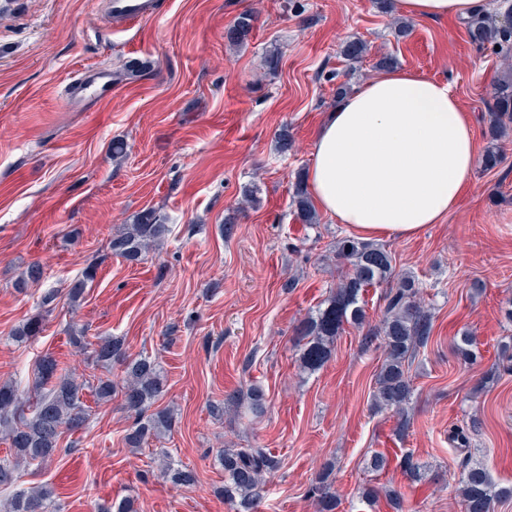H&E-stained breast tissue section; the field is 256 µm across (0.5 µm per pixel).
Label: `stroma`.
Segmentation results:
<instances>
[{
    "mask_svg": "<svg viewBox=\"0 0 512 512\" xmlns=\"http://www.w3.org/2000/svg\"><path fill=\"white\" fill-rule=\"evenodd\" d=\"M154 9L126 26L104 0H0V383L32 393L46 354L90 380V351L68 341L83 328L90 341L116 336L129 355L155 360L166 382L157 406L173 416L171 432L134 450L123 440L132 416L121 397L98 404L85 395L83 429L64 433L41 467L19 466L0 504L47 484L60 512H97L122 498L135 512H233L217 453L262 448L277 467L258 512H318L309 489L327 463L338 512H387L384 500L364 497L369 487L397 489L403 512H464L460 454L448 438L457 425L471 430L472 458L512 485V373L501 357L512 345V126L498 141L488 136L492 83L512 76V49L473 43L460 18L411 19L399 37L400 14L378 0H154ZM245 11L256 17L250 40L228 47L224 31ZM354 38L367 45L358 62L340 53ZM273 48L281 64L267 74ZM384 53L451 84L478 154L496 145L504 156L491 170L476 165L441 223L384 242L432 313L401 416L372 404L379 340L345 326L311 373L295 343L296 326L346 272L334 250L349 229L324 216L300 223L292 184L337 85L371 80ZM99 67L115 78L111 101L65 109L70 78ZM284 125L293 137L285 154L275 143ZM116 139L128 145L121 160ZM247 193L255 206L225 228ZM147 208L168 224L166 236L140 262L114 256L112 237ZM34 263L43 278L16 289ZM91 264L94 281L70 301ZM51 289L58 298L45 312ZM38 314L41 333L13 341L11 331ZM465 332L475 339L471 365L454 348ZM253 386L266 398L259 418L236 408ZM376 452L390 460L379 474L367 468ZM407 455L423 465L422 480L405 475ZM168 466L192 469L196 484L174 483Z\"/></svg>",
    "mask_w": 512,
    "mask_h": 512,
    "instance_id": "stroma-1",
    "label": "stroma"
}]
</instances>
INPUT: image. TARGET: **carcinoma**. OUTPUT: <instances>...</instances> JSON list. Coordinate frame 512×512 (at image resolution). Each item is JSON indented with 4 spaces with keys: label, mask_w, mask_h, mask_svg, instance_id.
<instances>
[{
    "label": "carcinoma",
    "mask_w": 512,
    "mask_h": 512,
    "mask_svg": "<svg viewBox=\"0 0 512 512\" xmlns=\"http://www.w3.org/2000/svg\"><path fill=\"white\" fill-rule=\"evenodd\" d=\"M253 21L251 12L241 13L226 30V42L231 46L246 43L253 31ZM466 29L471 41L479 45L512 41V28L497 25L485 14L468 18ZM365 53L366 45L359 39L348 40L341 46V54L351 61H360ZM493 100L488 133L496 140L506 122H512V80L500 79L495 83ZM292 205L301 223H318L316 209L300 175L294 183ZM168 231V225L155 210H143L133 224L112 238L110 249L127 261H139ZM335 253L336 260L346 265L348 272L330 291L324 305L297 328L300 363L308 372L319 369L326 361L344 325L361 328L366 324L363 292L395 277L394 256L383 245L346 235L336 239ZM95 275L93 266L83 271V279L69 289L71 301L80 298L86 283ZM41 329V318H32L14 331L13 339L27 342ZM431 332L432 315L421 301L418 280L413 275L399 277L385 295L379 326L369 330V335L381 338L385 351L373 394L376 409L401 413L412 395L409 376L412 359L427 346ZM455 351L466 364L476 361L473 338L468 333L460 336ZM92 360L103 366L121 363L125 372L122 387H117L108 377H99L89 386L77 384L62 374L58 361L49 354L36 363L32 395L23 396L12 383L0 384V437L9 442L11 450V457L0 460V487L15 482L20 464L42 465L50 461L63 433L83 425L86 420L83 395L87 388L98 403H107L112 395L121 393L124 407L134 415L124 436L128 447L139 449L149 437L171 430L173 419L168 412L150 411L162 393L160 370L154 361L142 356L130 357L124 341L112 336L96 344ZM218 461L224 469V497L233 504L235 512H254L266 492L267 478L275 469L276 461L263 448L226 449ZM460 469L459 491L465 512H495L496 504L512 499V487L493 483L483 465L472 457L462 458ZM331 474L332 468L324 467L311 488V494L317 496L320 512H336L340 505L336 493L331 491ZM54 498L53 488L43 485L29 493L18 492L5 508L7 512H49Z\"/></svg>",
    "instance_id": "cac0c4a2"
}]
</instances>
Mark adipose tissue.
<instances>
[{"label":"adipose tissue","mask_w":512,"mask_h":512,"mask_svg":"<svg viewBox=\"0 0 512 512\" xmlns=\"http://www.w3.org/2000/svg\"><path fill=\"white\" fill-rule=\"evenodd\" d=\"M485 0H396L415 20L465 18ZM477 163L475 133L450 84L390 69L327 113L306 173L321 211L363 238H405L444 219Z\"/></svg>","instance_id":"1"}]
</instances>
